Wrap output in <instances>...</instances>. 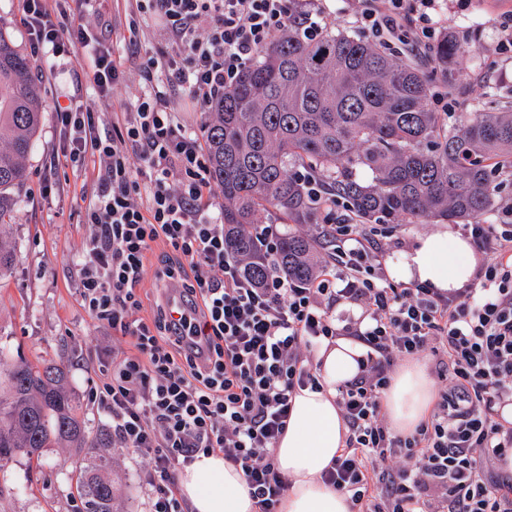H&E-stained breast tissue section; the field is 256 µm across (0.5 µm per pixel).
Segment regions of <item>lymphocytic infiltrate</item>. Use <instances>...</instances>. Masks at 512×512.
I'll list each match as a JSON object with an SVG mask.
<instances>
[{
	"label": "lymphocytic infiltrate",
	"mask_w": 512,
	"mask_h": 512,
	"mask_svg": "<svg viewBox=\"0 0 512 512\" xmlns=\"http://www.w3.org/2000/svg\"><path fill=\"white\" fill-rule=\"evenodd\" d=\"M361 29L404 46L433 48L447 0H345ZM91 0H22L30 54L91 63L93 87L109 100L126 78L109 43L74 25ZM131 17L153 19L160 40L144 48L142 91L105 124L78 101L56 106L63 156L99 160L82 222L77 302L94 323L131 348L100 359L87 390L120 447L147 459L149 512H188L176 475L198 454L239 468L257 512H277L288 482L275 451L294 394L318 387L315 352L347 336L365 352L358 374L336 389L346 426L325 484L346 494L351 512H512V204L497 224L463 231L481 255L473 282L452 292L394 285L388 235L369 228L322 180L293 177L323 213L328 258L310 280L285 276L275 260L277 225L259 238L268 271L248 278L224 247L211 202L209 162L176 101L206 111L272 36L293 27L323 31L319 0H131ZM170 257L164 277L191 309L172 319L159 306L140 318L145 261L157 243ZM428 354L444 382L430 416L408 436L393 433L382 400L399 358Z\"/></svg>",
	"instance_id": "1"
}]
</instances>
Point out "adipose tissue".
<instances>
[{
    "instance_id": "ef3b65f1",
    "label": "adipose tissue",
    "mask_w": 512,
    "mask_h": 512,
    "mask_svg": "<svg viewBox=\"0 0 512 512\" xmlns=\"http://www.w3.org/2000/svg\"><path fill=\"white\" fill-rule=\"evenodd\" d=\"M469 243L452 232L421 238L403 265L406 280L452 291L472 278ZM364 349L345 337L323 345L317 355L321 386L299 390L292 400L288 427L279 439L276 460L288 481L280 512H351L347 495L324 483L322 474L342 448L346 428L336 404V388L354 378ZM434 391L423 366L412 364L393 375L383 401L391 427L409 434L426 418ZM182 496L193 512H255L241 470L223 456H200L177 475Z\"/></svg>"
}]
</instances>
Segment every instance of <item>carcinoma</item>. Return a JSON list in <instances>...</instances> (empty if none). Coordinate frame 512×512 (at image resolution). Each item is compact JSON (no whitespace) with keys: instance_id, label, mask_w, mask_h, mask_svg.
Segmentation results:
<instances>
[{"instance_id":"obj_1","label":"carcinoma","mask_w":512,"mask_h":512,"mask_svg":"<svg viewBox=\"0 0 512 512\" xmlns=\"http://www.w3.org/2000/svg\"><path fill=\"white\" fill-rule=\"evenodd\" d=\"M464 50L452 37L435 45L450 89ZM427 98L416 69L353 34L307 40L290 28L262 51L203 116L210 175L224 195L225 245L246 275L259 282L267 274L256 239L262 211L296 224L311 218L313 201L292 178L293 161L329 173L357 217L376 224H458L491 210L496 179L512 170V111L467 112L448 129ZM41 117L31 65L0 31V278L16 260L3 235ZM362 167L372 183L356 179ZM277 261L288 277L309 280L314 239L282 233ZM64 379L63 368L36 366L0 341V469L64 442L79 455L82 512H116L102 434L79 418Z\"/></svg>"}]
</instances>
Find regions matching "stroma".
I'll use <instances>...</instances> for the list:
<instances>
[{
  "instance_id": "stroma-1",
  "label": "stroma",
  "mask_w": 512,
  "mask_h": 512,
  "mask_svg": "<svg viewBox=\"0 0 512 512\" xmlns=\"http://www.w3.org/2000/svg\"><path fill=\"white\" fill-rule=\"evenodd\" d=\"M94 10L115 16L107 37L128 77L114 88L108 105L120 110L141 90L138 62L128 52L130 33L124 22L127 0H95ZM512 16V0H453L448 13L452 34L466 43L459 58L455 84H448L434 56L397 50V42L377 37L391 57L413 65L429 88L431 111L451 115L479 112L512 104V59L494 54L502 24ZM87 64L73 58L56 69L43 91V122L27 160L28 179L19 190L8 238L17 248L13 269L0 278V339L31 363L61 366L78 400V415L92 430L107 429L105 416L88 403L85 390L98 375V357L128 350L127 339L110 336L79 308L73 259L82 251L86 229L81 219L88 197L87 183L98 167L88 159L82 168L67 167L56 152L60 136L53 121L55 103L76 99L100 110L103 103L86 75ZM387 257L392 281L418 239L438 232L435 224L397 221ZM113 461L111 477L120 512H146L148 491L141 480L144 459L108 442ZM79 463L69 448L44 449L39 458H18L0 470V512H70L77 496Z\"/></svg>"
}]
</instances>
